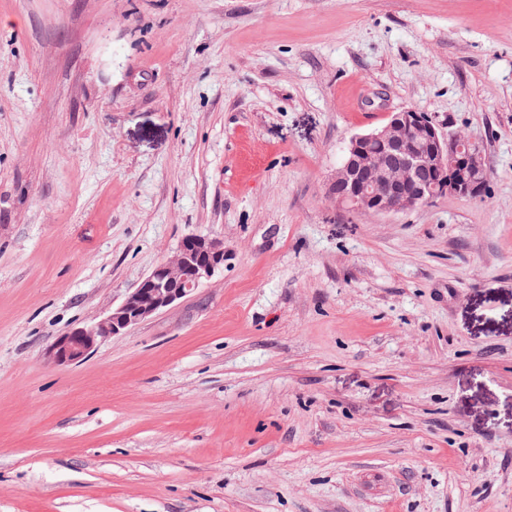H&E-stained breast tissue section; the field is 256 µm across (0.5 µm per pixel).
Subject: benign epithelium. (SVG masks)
Listing matches in <instances>:
<instances>
[{"mask_svg": "<svg viewBox=\"0 0 512 512\" xmlns=\"http://www.w3.org/2000/svg\"><path fill=\"white\" fill-rule=\"evenodd\" d=\"M487 173L479 144L447 135L426 114L403 108L350 139L328 196L361 213H403L447 194L479 197ZM222 267L223 240L186 236L103 319L59 336L47 349V359L59 366L82 362L106 339L175 305Z\"/></svg>", "mask_w": 512, "mask_h": 512, "instance_id": "benign-epithelium-1", "label": "benign epithelium"}]
</instances>
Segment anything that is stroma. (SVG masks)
Masks as SVG:
<instances>
[{"instance_id": "obj_1", "label": "stroma", "mask_w": 512, "mask_h": 512, "mask_svg": "<svg viewBox=\"0 0 512 512\" xmlns=\"http://www.w3.org/2000/svg\"><path fill=\"white\" fill-rule=\"evenodd\" d=\"M402 108L482 196L329 199ZM0 512H512V0H0ZM224 256L222 239L186 236L103 319L59 336L47 349V359L59 366L82 362L109 337L128 332L187 297L224 267Z\"/></svg>"}]
</instances>
